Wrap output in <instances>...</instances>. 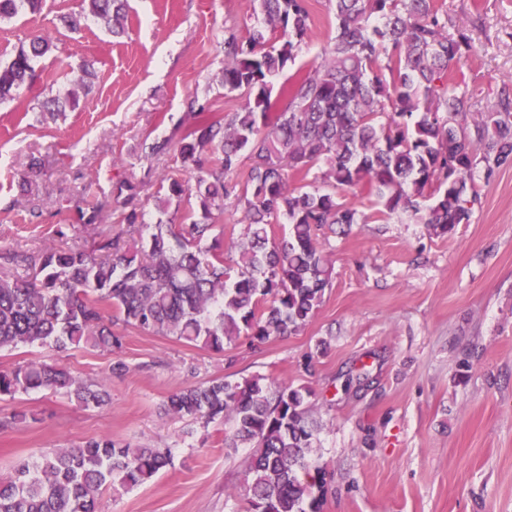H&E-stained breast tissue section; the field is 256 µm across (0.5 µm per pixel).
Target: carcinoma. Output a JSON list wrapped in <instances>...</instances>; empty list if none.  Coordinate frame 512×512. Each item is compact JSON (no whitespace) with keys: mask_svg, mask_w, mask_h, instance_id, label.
I'll return each mask as SVG.
<instances>
[{"mask_svg":"<svg viewBox=\"0 0 512 512\" xmlns=\"http://www.w3.org/2000/svg\"><path fill=\"white\" fill-rule=\"evenodd\" d=\"M44 0H0V23L43 10ZM262 22L245 38H224V88L244 104L223 117L197 113L179 149L194 182L169 178L152 195L159 217L145 236L136 185L117 188L123 207L112 237L97 248L50 246L37 255L0 251V351L19 345L57 350L122 346L117 327L175 336L215 352L241 334L259 340L303 328L323 302L331 268L326 235L409 213L440 235L470 223L477 168L490 178L512 167V84L486 112L442 83L465 58V37L448 32L436 0H328L336 34L319 61L296 65L311 28L310 0H258ZM127 0H82L114 36L126 33ZM56 45L45 35L20 43L0 62V104L46 79L40 59ZM296 68L281 90L288 103L270 120L272 79ZM79 91L42 103L46 112L79 105ZM248 166L240 184L232 174ZM327 186H293L290 174ZM359 186L382 209L366 215L336 196ZM195 198L201 218L163 220L175 198ZM242 211L243 230L224 259L205 244L226 201ZM288 223L275 237L274 225ZM23 269L20 274L17 269ZM63 393L84 407L107 392L53 358L0 370V399L32 390ZM164 413L203 425L224 423V444L251 449L243 471L246 512H321L326 471L307 397L259 379H215L171 394ZM0 481V512H98L105 486L137 487L173 462L169 448L118 447L107 437L56 448Z\"/></svg>","mask_w":512,"mask_h":512,"instance_id":"1","label":"carcinoma"}]
</instances>
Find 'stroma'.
<instances>
[{
	"instance_id": "1",
	"label": "stroma",
	"mask_w": 512,
	"mask_h": 512,
	"mask_svg": "<svg viewBox=\"0 0 512 512\" xmlns=\"http://www.w3.org/2000/svg\"><path fill=\"white\" fill-rule=\"evenodd\" d=\"M448 30L471 43L449 87L475 110L512 81V0H438ZM80 0H46L41 14L0 24V59L33 29L56 49L42 60L54 85L0 105V248L91 249L120 220L116 187L141 196L167 178L192 179L178 149L195 125L187 102L216 116L243 105L222 84L224 34L246 33L258 0H128V34L94 20L76 30L59 17ZM335 34L324 0L300 61L322 56ZM93 63L77 108H38L76 76L64 60ZM167 141L165 151L143 147ZM470 223L452 235L423 224L371 222L330 235L331 286L298 332L240 337L215 353L127 328L121 349L57 352L72 373L109 397L85 409L61 393L0 399V479L39 451L95 437L171 449L174 464L147 484L106 489L100 512H241L249 451L228 452L224 425L164 415L172 393L214 379L276 380L310 392L315 460L332 474L323 512H512V168L475 178ZM36 417L8 426L15 412Z\"/></svg>"
}]
</instances>
